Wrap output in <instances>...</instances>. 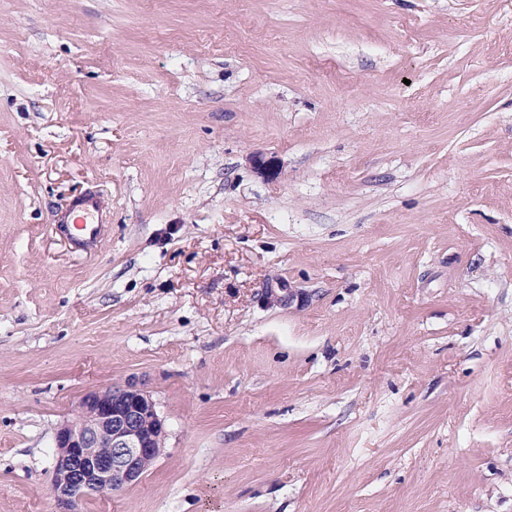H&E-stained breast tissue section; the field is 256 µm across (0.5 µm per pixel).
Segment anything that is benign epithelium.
<instances>
[{
	"instance_id": "1",
	"label": "benign epithelium",
	"mask_w": 512,
	"mask_h": 512,
	"mask_svg": "<svg viewBox=\"0 0 512 512\" xmlns=\"http://www.w3.org/2000/svg\"><path fill=\"white\" fill-rule=\"evenodd\" d=\"M165 434L164 419L136 378L85 393L53 439L56 512H81L87 496L139 482L159 457Z\"/></svg>"
}]
</instances>
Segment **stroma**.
<instances>
[{"instance_id": "35a3bbf8", "label": "stroma", "mask_w": 512, "mask_h": 512, "mask_svg": "<svg viewBox=\"0 0 512 512\" xmlns=\"http://www.w3.org/2000/svg\"><path fill=\"white\" fill-rule=\"evenodd\" d=\"M131 376L82 512H512V0H0V512ZM70 212L78 214L72 226L66 224L70 235L78 242V244L95 243L101 236L103 229V219H95V212H99L98 201L92 194H87L77 199ZM72 415L53 439L56 512H80L87 496L139 482L166 434L155 402L135 377L85 393Z\"/></svg>"}]
</instances>
